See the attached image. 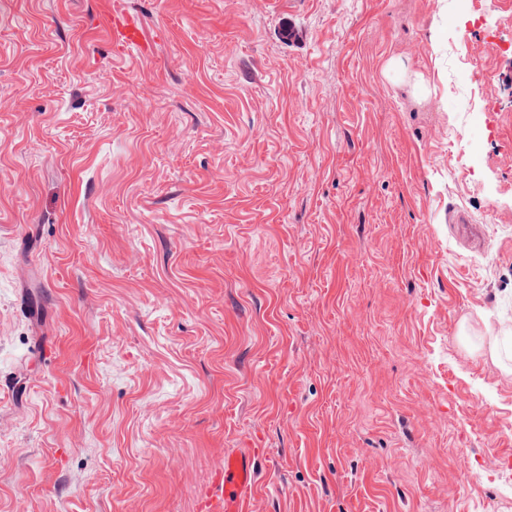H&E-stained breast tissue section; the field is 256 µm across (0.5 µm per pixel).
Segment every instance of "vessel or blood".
I'll use <instances>...</instances> for the list:
<instances>
[{"instance_id":"vessel-or-blood-1","label":"vessel or blood","mask_w":512,"mask_h":512,"mask_svg":"<svg viewBox=\"0 0 512 512\" xmlns=\"http://www.w3.org/2000/svg\"><path fill=\"white\" fill-rule=\"evenodd\" d=\"M99 24L108 33L115 55H125L134 48L150 54V39L138 17L114 9L102 15ZM258 455L254 448L226 453L210 490L199 502V512H245L255 486Z\"/></svg>"}]
</instances>
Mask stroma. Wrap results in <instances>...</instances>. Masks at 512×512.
Segmentation results:
<instances>
[{
	"mask_svg": "<svg viewBox=\"0 0 512 512\" xmlns=\"http://www.w3.org/2000/svg\"><path fill=\"white\" fill-rule=\"evenodd\" d=\"M491 40L512 0H0V512H197L239 448L247 512H512ZM99 24L108 33L112 42V52L123 56L132 48H137L144 56H149L151 43L144 23L138 17L112 10L100 17ZM493 468L485 472L482 476L491 482L501 483V492L504 497L512 496V479L511 485L506 483L504 476L512 475V459L507 456L495 458L492 462Z\"/></svg>",
	"mask_w": 512,
	"mask_h": 512,
	"instance_id": "obj_1",
	"label": "stroma"
}]
</instances>
